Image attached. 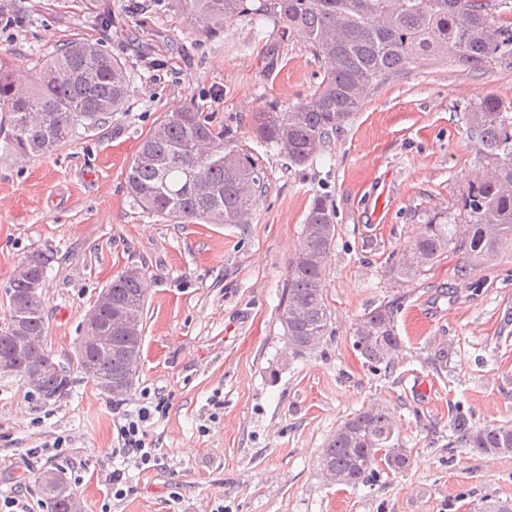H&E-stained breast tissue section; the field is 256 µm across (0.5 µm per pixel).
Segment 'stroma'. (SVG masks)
I'll return each instance as SVG.
<instances>
[{
  "label": "stroma",
  "mask_w": 512,
  "mask_h": 512,
  "mask_svg": "<svg viewBox=\"0 0 512 512\" xmlns=\"http://www.w3.org/2000/svg\"><path fill=\"white\" fill-rule=\"evenodd\" d=\"M84 39L125 67L124 111L55 152L16 163L0 140V313L15 268L54 258L41 290L46 343L67 367L60 400L0 376V495L49 512L37 478L61 470L84 512H483L512 503V452L456 444L459 425L512 421V249L465 271L456 246L411 280L396 267L428 224H464L463 195L484 160L466 120L489 94L512 100V65L412 64L367 88L354 118L307 164L252 133L267 107L307 105L323 79L314 54L273 22L225 19L197 30L175 0H0V60L32 79L51 53ZM191 106L248 152L265 191L246 223L144 212L125 172L149 132ZM325 198L335 242L322 280L331 315L319 347L292 354L278 320L309 207ZM143 272L140 372L115 399L77 370L75 349L97 292ZM400 299L392 368L355 349L364 313ZM391 409L410 463L357 485L327 484L324 446L346 419ZM147 407L155 462L124 466L118 421ZM124 469L122 497L105 477Z\"/></svg>",
  "instance_id": "1"
}]
</instances>
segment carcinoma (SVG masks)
Masks as SVG:
<instances>
[{"mask_svg":"<svg viewBox=\"0 0 512 512\" xmlns=\"http://www.w3.org/2000/svg\"><path fill=\"white\" fill-rule=\"evenodd\" d=\"M198 29L209 33L222 27L224 16L239 13L270 20L281 38L314 52L323 66V79L309 105L297 111L268 108L254 115L256 138L283 149L302 166L326 145L362 108L365 88L402 71L407 64L429 57L452 56L471 68L492 62L512 65V23L496 15L497 0H176ZM95 74L89 85L75 73ZM131 85L124 66L98 43L74 40L58 49L41 68L36 81L23 87L0 63V125L6 148L14 155H43L69 142L79 127H94L112 112H121ZM487 161L481 181L468 185L464 209L468 220L429 224L405 252L399 275L413 278L420 268L440 257L452 243L465 250V269L495 262L512 246V103L485 96L468 116ZM129 195L147 212L175 219H199L208 224H240L256 206L264 187L262 169L248 154L224 147V132L215 131L193 107L164 116L145 137L128 166ZM335 240L333 211L327 201L313 200L302 230V241L290 263L286 297L278 319L288 347L300 354L310 350V336H326L331 316L325 303L322 277ZM3 322L21 319L37 345L30 354L43 355L47 326L41 296L26 292L15 281L7 289ZM112 298L127 303L130 313L144 318L146 297L141 278L112 281ZM399 299L363 315L354 346L366 363L393 366L384 350L397 347ZM23 356L15 350L8 329L0 327V368L21 377ZM120 361L98 360L102 376H117ZM70 388L66 370L47 371L38 396L65 397ZM344 425L323 448L321 466H333L355 486L373 465L383 462L400 472L410 456L390 408L372 405ZM456 442L482 454L512 452V425L461 427ZM38 477L50 512H67L68 494Z\"/></svg>","mask_w":512,"mask_h":512,"instance_id":"1","label":"carcinoma"}]
</instances>
